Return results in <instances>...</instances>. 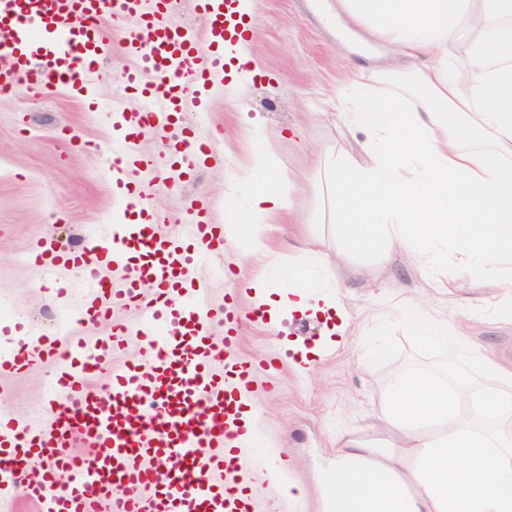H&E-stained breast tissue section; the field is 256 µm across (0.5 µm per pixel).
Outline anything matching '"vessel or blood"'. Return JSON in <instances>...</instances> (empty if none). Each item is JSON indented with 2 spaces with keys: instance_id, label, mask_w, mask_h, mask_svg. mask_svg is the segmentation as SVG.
<instances>
[{
  "instance_id": "1",
  "label": "vessel or blood",
  "mask_w": 512,
  "mask_h": 512,
  "mask_svg": "<svg viewBox=\"0 0 512 512\" xmlns=\"http://www.w3.org/2000/svg\"><path fill=\"white\" fill-rule=\"evenodd\" d=\"M175 0H0V88L25 86L38 97L55 85H82L99 65L111 17L126 54L140 59L122 84L140 92L145 108L121 113L124 136L115 146L116 193L126 212L111 238L92 248L64 250L48 238L32 252L45 271L67 269L86 281L87 301L77 324L111 320L104 336L39 337L20 351L0 352V379L53 363L48 403L39 421L20 423L0 409V506L21 498L41 512H268L258 506L254 475L271 462L256 455L247 394L260 369L278 368L236 358L244 316L234 302L210 303L187 274L224 249L221 227L206 216L204 199L188 211L190 242L159 231L160 218L139 189L156 161L136 138L158 121L174 126L165 143L168 165L191 181L211 149L187 122L206 111L211 76L223 71L250 24L239 0H195L203 31L176 26ZM212 51L200 56L199 39ZM135 259L129 278L107 285L105 269ZM136 308L135 328L124 313ZM223 335H215V328ZM145 348V362L109 371L128 334ZM109 372L107 390L90 375ZM81 452H74V444ZM176 461L190 479L160 468Z\"/></svg>"
}]
</instances>
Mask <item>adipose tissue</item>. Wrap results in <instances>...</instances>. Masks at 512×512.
Wrapping results in <instances>:
<instances>
[{
	"label": "adipose tissue",
	"mask_w": 512,
	"mask_h": 512,
	"mask_svg": "<svg viewBox=\"0 0 512 512\" xmlns=\"http://www.w3.org/2000/svg\"><path fill=\"white\" fill-rule=\"evenodd\" d=\"M370 36L402 57L432 61L394 97L365 91L367 167L340 165L329 182L338 231L347 246L372 249L382 239L403 248L436 251L454 238L469 265L512 260V0H341ZM479 39L467 73L448 48L463 32ZM244 217L247 233L224 228L243 256L260 252L252 223L284 212L282 180L267 174L261 153ZM299 250L300 268L288 293L269 308L306 311L323 301L319 281L306 273L313 256ZM460 353L477 363L478 382L453 383L434 374H396L374 412L409 443H346L329 484V512H512V369L469 343ZM443 433L432 434L436 423Z\"/></svg>",
	"instance_id": "ef3b65f1"
}]
</instances>
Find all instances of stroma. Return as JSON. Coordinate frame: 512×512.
Here are the masks:
<instances>
[{"mask_svg": "<svg viewBox=\"0 0 512 512\" xmlns=\"http://www.w3.org/2000/svg\"><path fill=\"white\" fill-rule=\"evenodd\" d=\"M252 3L253 60L235 74L234 100H225L223 81H215L211 110L189 117L213 144L211 158L192 182L162 171L143 189L163 218L162 232L182 241L190 239L184 216L192 199L206 198L212 223H235L248 207L244 176L256 140H263L269 168L291 194L290 213L259 224L262 252L241 261L238 246L228 242L222 256L193 272L212 301L234 291L245 311L260 290L275 296L290 289L297 249L308 237L319 238L310 271L327 283L337 314L328 320L288 309L269 321L246 322L238 355L261 361L277 349L288 353L279 371L250 393L249 406L259 427L256 452L286 459V483L301 494L289 499L276 482L262 484V494L287 510L298 500L305 512H326L322 478L343 441L378 439L371 414L393 375L421 370L465 381L477 375L455 346L425 347L401 306L422 303L449 335L463 336L506 367L512 366V324L489 311L488 272L468 268L454 246L426 266L388 241L370 250L346 248L338 232L328 168L372 162L365 150L372 132L342 102L362 84L385 93L410 83L403 59L388 58L340 0ZM103 27L109 46L86 77V90L53 86L39 98L17 90L0 99V350L40 336H100L110 329L106 322L67 324L65 315H76L85 301L80 276L42 271L31 259L39 238L67 247L108 233L118 215L107 160L122 134L120 113L142 101L120 91V73L134 61L123 55L111 22ZM439 279L449 289L436 287ZM376 345L386 346V356H370ZM55 371L46 364L0 380V407L27 421Z\"/></svg>", "mask_w": 512, "mask_h": 512, "instance_id": "1", "label": "stroma"}]
</instances>
